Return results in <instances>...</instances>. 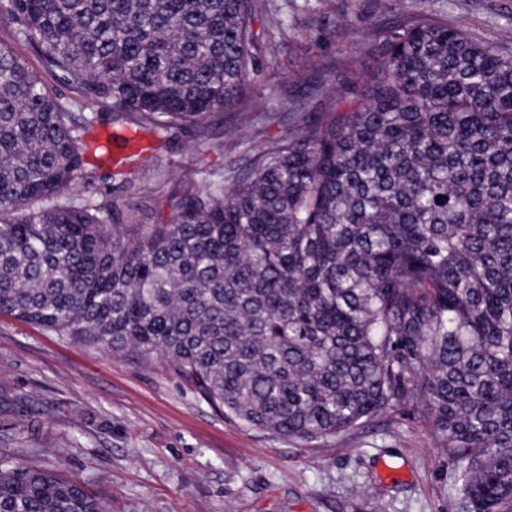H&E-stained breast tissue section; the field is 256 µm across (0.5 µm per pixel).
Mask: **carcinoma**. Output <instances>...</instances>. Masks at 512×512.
Returning <instances> with one entry per match:
<instances>
[{
	"instance_id": "1",
	"label": "carcinoma",
	"mask_w": 512,
	"mask_h": 512,
	"mask_svg": "<svg viewBox=\"0 0 512 512\" xmlns=\"http://www.w3.org/2000/svg\"><path fill=\"white\" fill-rule=\"evenodd\" d=\"M269 0H0V313L165 357L212 407L316 441L421 407L457 461L448 512H512V23L476 37L427 0L367 34L346 107H243L288 134L194 190L172 220L114 222L83 199L110 154L106 105L160 131L247 100ZM41 51L66 103L13 48ZM80 111L74 112L71 106ZM0 512H106L21 450Z\"/></svg>"
}]
</instances>
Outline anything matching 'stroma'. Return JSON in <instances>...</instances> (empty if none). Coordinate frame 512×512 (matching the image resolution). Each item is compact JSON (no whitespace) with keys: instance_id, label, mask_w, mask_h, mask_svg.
<instances>
[{"instance_id":"obj_1","label":"stroma","mask_w":512,"mask_h":512,"mask_svg":"<svg viewBox=\"0 0 512 512\" xmlns=\"http://www.w3.org/2000/svg\"><path fill=\"white\" fill-rule=\"evenodd\" d=\"M283 35H261L278 57L257 55L249 95L282 112L309 77L335 84L339 72L370 60L362 32L376 0H269ZM438 16L464 13L473 33L492 38L512 20V0H429ZM237 106L161 135L114 119L113 140L136 131L149 152L129 158L98 184L108 198L153 224L171 220L191 190L183 173L218 175L287 134L255 122L244 145L213 151ZM67 455H57L60 446ZM25 450L43 467L83 482L108 512H448L460 490L458 465L442 453L416 406L313 442L286 440L210 406L163 358L141 360L79 343L0 314V458Z\"/></svg>"}]
</instances>
